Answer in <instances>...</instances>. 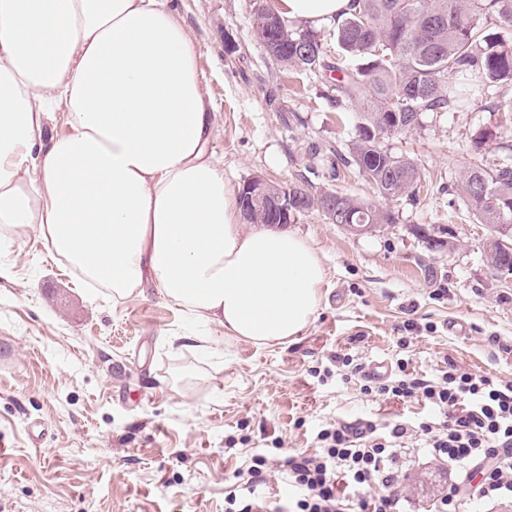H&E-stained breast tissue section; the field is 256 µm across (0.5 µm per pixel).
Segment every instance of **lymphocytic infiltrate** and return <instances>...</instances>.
Segmentation results:
<instances>
[{
	"label": "lymphocytic infiltrate",
	"instance_id": "lymphocytic-infiltrate-1",
	"mask_svg": "<svg viewBox=\"0 0 512 512\" xmlns=\"http://www.w3.org/2000/svg\"><path fill=\"white\" fill-rule=\"evenodd\" d=\"M409 364L398 359L395 377L367 380L362 392L427 402L443 415L441 425L398 423L382 434L371 423L322 428L318 453L280 462L299 491L292 512H399L397 480L387 463L398 443L419 437L462 475L473 470L482 475L470 491L451 485L437 512H462L470 494L484 500L512 497V382L454 366L434 380L413 378ZM270 465L267 457H252L238 473L240 493L225 497L224 512H260L256 490Z\"/></svg>",
	"mask_w": 512,
	"mask_h": 512
}]
</instances>
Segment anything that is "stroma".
I'll list each match as a JSON object with an SVG mask.
<instances>
[{"label": "stroma", "mask_w": 512, "mask_h": 512, "mask_svg": "<svg viewBox=\"0 0 512 512\" xmlns=\"http://www.w3.org/2000/svg\"><path fill=\"white\" fill-rule=\"evenodd\" d=\"M275 2L170 0L214 104L209 153L231 187L301 180L388 208L393 223L352 235L301 215L292 229L326 267L321 304L294 342L262 348L225 341L151 287L119 302L91 292L38 236L0 241V512H224L253 456L315 454L326 425L440 422L427 403L363 394L362 375L336 365L395 363L409 324L417 377L452 363L512 382V274L493 268L490 231L455 186L471 158L512 156V84L384 136L421 175L384 200L352 160L358 108L338 98L334 73L284 72L253 35L255 11ZM424 230L452 248H429ZM196 336L222 351L195 348ZM390 467L403 512H435L457 479L421 440Z\"/></svg>", "instance_id": "35a3bbf8"}]
</instances>
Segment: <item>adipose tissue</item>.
I'll list each match as a JSON object with an SVG mask.
<instances>
[{
    "label": "adipose tissue",
    "mask_w": 512,
    "mask_h": 512,
    "mask_svg": "<svg viewBox=\"0 0 512 512\" xmlns=\"http://www.w3.org/2000/svg\"><path fill=\"white\" fill-rule=\"evenodd\" d=\"M352 0H277L318 27ZM67 134L44 138L54 113ZM214 106L168 0H0V237L33 232L113 301L159 296L228 341L293 342L326 269L298 233L246 229L208 154Z\"/></svg>",
    "instance_id": "adipose-tissue-1"
}]
</instances>
